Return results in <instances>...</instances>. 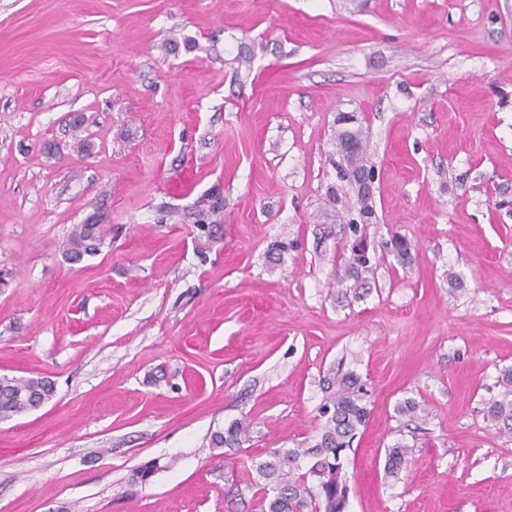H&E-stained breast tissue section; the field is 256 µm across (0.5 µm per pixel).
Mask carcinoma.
Returning <instances> with one entry per match:
<instances>
[{
	"label": "carcinoma",
	"instance_id": "1",
	"mask_svg": "<svg viewBox=\"0 0 512 512\" xmlns=\"http://www.w3.org/2000/svg\"><path fill=\"white\" fill-rule=\"evenodd\" d=\"M87 119L83 115L72 118L71 130L76 148L88 152L92 143L81 136ZM336 145L341 161L336 165L337 178L347 180L350 172L368 168L361 128L336 132ZM94 217H86L73 225L63 244L62 254L70 264H79L85 258L100 254L111 231L107 211L98 206ZM224 200L207 198L182 215L185 224H193L207 239H215L224 223ZM388 252L394 254L403 266L411 264V244L394 234L389 240ZM373 272L372 258L357 247H352L345 260L344 275L339 281L353 280V287L366 286V275ZM502 388L500 399L487 408L493 418L512 421V368L498 377ZM323 403L320 416L325 422L314 439L301 448H274L256 464L257 480L245 488L237 487L233 494L243 498L251 492L250 501L255 512H342L348 487L343 477L341 452L351 446L360 428L367 425L370 416L368 391L354 372H335L323 379ZM54 396L53 383L45 378H8L0 381V419L35 410ZM399 415L420 418L423 408L419 402L407 398L396 407ZM251 422L236 419L229 426L212 434L211 444L216 448H240L249 440ZM409 448L397 443L386 449L385 470L392 476L406 467Z\"/></svg>",
	"mask_w": 512,
	"mask_h": 512
}]
</instances>
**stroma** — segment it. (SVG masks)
Wrapping results in <instances>:
<instances>
[{
  "label": "stroma",
  "instance_id": "obj_1",
  "mask_svg": "<svg viewBox=\"0 0 512 512\" xmlns=\"http://www.w3.org/2000/svg\"><path fill=\"white\" fill-rule=\"evenodd\" d=\"M341 112L375 168L369 247L411 245L357 290ZM207 196L213 244L173 216ZM100 203L110 246L66 262ZM510 367L512 0H0V377L55 384L0 419V512H253L227 481L314 434L333 368L369 392L348 512H512L487 414ZM251 422L246 418L236 419L224 431L212 434L211 444L215 448H240L249 440Z\"/></svg>",
  "mask_w": 512,
  "mask_h": 512
}]
</instances>
